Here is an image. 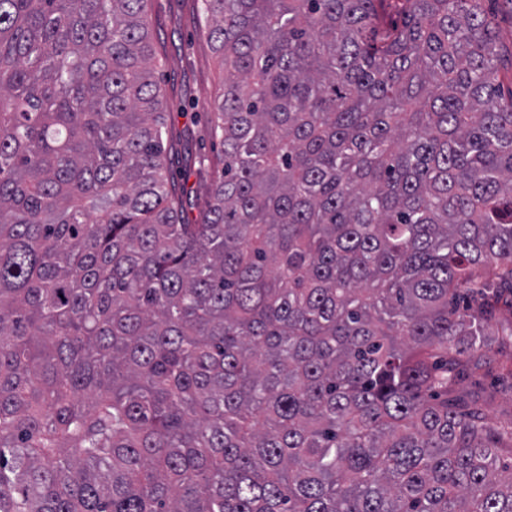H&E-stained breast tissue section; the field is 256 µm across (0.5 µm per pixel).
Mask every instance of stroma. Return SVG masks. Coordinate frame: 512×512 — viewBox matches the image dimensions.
<instances>
[{"mask_svg": "<svg viewBox=\"0 0 512 512\" xmlns=\"http://www.w3.org/2000/svg\"><path fill=\"white\" fill-rule=\"evenodd\" d=\"M149 21L170 114L169 169L183 196L184 215L196 224L223 168V147L212 136L208 110L224 73L207 39L198 0H151Z\"/></svg>", "mask_w": 512, "mask_h": 512, "instance_id": "obj_1", "label": "stroma"}]
</instances>
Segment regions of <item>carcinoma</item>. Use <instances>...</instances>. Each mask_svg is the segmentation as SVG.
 I'll return each mask as SVG.
<instances>
[{"mask_svg":"<svg viewBox=\"0 0 512 512\" xmlns=\"http://www.w3.org/2000/svg\"><path fill=\"white\" fill-rule=\"evenodd\" d=\"M149 0H0V512H512V49L482 0H202L224 170L168 177ZM496 372L494 376L488 378V382L496 381ZM496 400L489 413V423L498 426L501 423L511 419L512 415V381H496Z\"/></svg>","mask_w":512,"mask_h":512,"instance_id":"cac0c4a2","label":"carcinoma"}]
</instances>
